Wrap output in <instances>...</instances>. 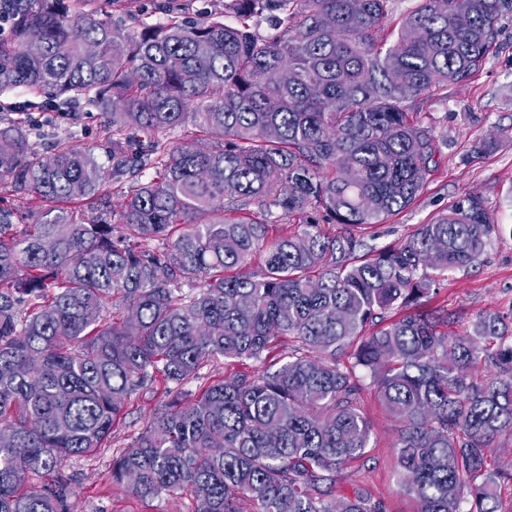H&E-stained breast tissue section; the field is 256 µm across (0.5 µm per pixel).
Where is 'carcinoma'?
I'll use <instances>...</instances> for the list:
<instances>
[{"mask_svg": "<svg viewBox=\"0 0 512 512\" xmlns=\"http://www.w3.org/2000/svg\"><path fill=\"white\" fill-rule=\"evenodd\" d=\"M388 2L226 0L231 24L157 3L163 20L130 31L97 0H0V92L37 95L14 103L21 115L112 116L122 197L98 208L91 151L59 140L43 157L23 120L0 126V430L14 436L0 512H71L68 459L106 447L157 373L161 397L112 457V484L188 491L197 512H386L366 487L332 501L370 445L358 367L399 424L397 482L417 512H501L512 472L488 457L512 438L506 325L487 314L456 336L420 311L438 290L429 271L469 266L499 230L483 196L362 255L353 229L422 195L437 145L420 105L489 60L512 0H414L389 47ZM189 121L191 145L172 144ZM18 194L41 203L38 222L19 223ZM215 357L259 368L172 394ZM481 363L493 373L479 385Z\"/></svg>", "mask_w": 512, "mask_h": 512, "instance_id": "carcinoma-1", "label": "carcinoma"}]
</instances>
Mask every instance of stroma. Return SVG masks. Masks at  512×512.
<instances>
[{
    "instance_id": "35a3bbf8",
    "label": "stroma",
    "mask_w": 512,
    "mask_h": 512,
    "mask_svg": "<svg viewBox=\"0 0 512 512\" xmlns=\"http://www.w3.org/2000/svg\"><path fill=\"white\" fill-rule=\"evenodd\" d=\"M423 109L432 115L438 146V164L427 177L423 195L384 223L359 229L358 235L372 247L392 245L446 211L461 194L481 193L501 230L473 266L448 274L427 308L448 317L452 334L470 332L474 321L486 313L500 314L511 324L512 16L500 22L497 54L472 79L449 86L444 97L428 99ZM28 121L39 133L41 145L68 139L74 146L91 149L104 168H111L108 119L102 112L83 106L68 120L50 112H35ZM492 134L498 139L497 147L477 151V143ZM160 384V378H153L151 387L126 403L125 417L113 430L109 447L69 459L73 512H194L190 495L143 500L111 481L113 455L123 451L148 424L156 402L153 389ZM361 409L372 425L370 448L364 458L349 464L338 476L335 500L349 496L354 486L361 485L384 502L387 512H415V502L400 493L396 483L394 443L399 427L382 410L372 384L363 387Z\"/></svg>"
}]
</instances>
